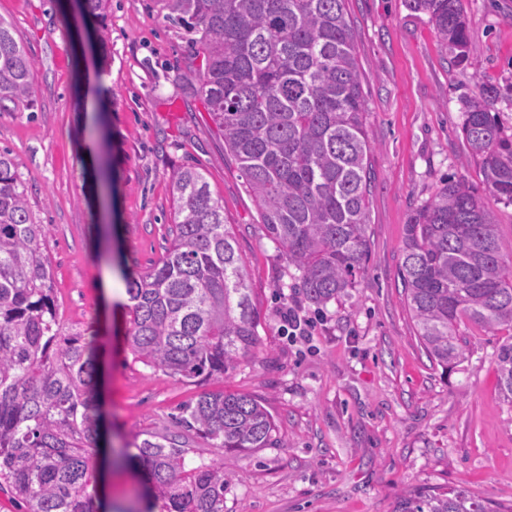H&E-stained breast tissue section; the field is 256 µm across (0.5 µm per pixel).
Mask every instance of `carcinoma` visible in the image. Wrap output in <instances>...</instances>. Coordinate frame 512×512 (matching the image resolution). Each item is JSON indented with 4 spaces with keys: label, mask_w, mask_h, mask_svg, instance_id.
<instances>
[{
    "label": "carcinoma",
    "mask_w": 512,
    "mask_h": 512,
    "mask_svg": "<svg viewBox=\"0 0 512 512\" xmlns=\"http://www.w3.org/2000/svg\"><path fill=\"white\" fill-rule=\"evenodd\" d=\"M198 35V90L224 130L269 238L298 272L307 302L350 296L366 269L371 176L367 112L345 0H162ZM428 17L463 64L474 53L461 0H406ZM34 61L0 19V111L30 102ZM495 87L462 97V133L485 192L512 204V135L493 113ZM178 218L166 255L134 275L120 269L132 302L126 342L134 358L182 383L219 379L255 355L259 315L248 274L224 224V204L200 171L171 175ZM47 229L0 151V491L26 512H94L88 492L105 447L97 357L60 335ZM402 283L418 337L443 368L464 359L458 326L512 330V256L464 180L446 179L405 224ZM499 391L512 402V340L496 354ZM175 422L212 442L221 458L191 466L185 437L152 435L114 467L142 474L138 498L168 512H224V457L277 443L263 401L231 390L200 393ZM454 489L419 487L395 512H499Z\"/></svg>",
    "instance_id": "carcinoma-1"
}]
</instances>
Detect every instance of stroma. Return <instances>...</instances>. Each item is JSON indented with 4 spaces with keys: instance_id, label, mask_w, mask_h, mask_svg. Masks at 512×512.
Wrapping results in <instances>:
<instances>
[{
    "instance_id": "35a3bbf8",
    "label": "stroma",
    "mask_w": 512,
    "mask_h": 512,
    "mask_svg": "<svg viewBox=\"0 0 512 512\" xmlns=\"http://www.w3.org/2000/svg\"><path fill=\"white\" fill-rule=\"evenodd\" d=\"M476 47L455 64L427 16L404 0H346L366 99L372 189L364 278L324 310L269 238L235 159L193 78L192 34L161 0H108L103 41L81 49L60 0H0V18L35 62L30 106L0 112L8 150L36 223L46 225L63 334L94 342L113 447L171 435L181 404L229 389L263 400L279 447L224 460V512H394L416 487H448L512 507V403L497 387L506 331L463 321V360L427 356L400 281L404 226L443 180L480 186L465 156L463 95L512 85V0H462ZM112 75L102 111L83 105L96 72ZM108 158L112 186L79 153ZM193 166L224 203L260 313L254 358L222 379L183 384L133 359L131 315L99 301L93 283L125 263L158 264L176 221L171 174ZM294 307L310 326L287 335Z\"/></svg>"
}]
</instances>
